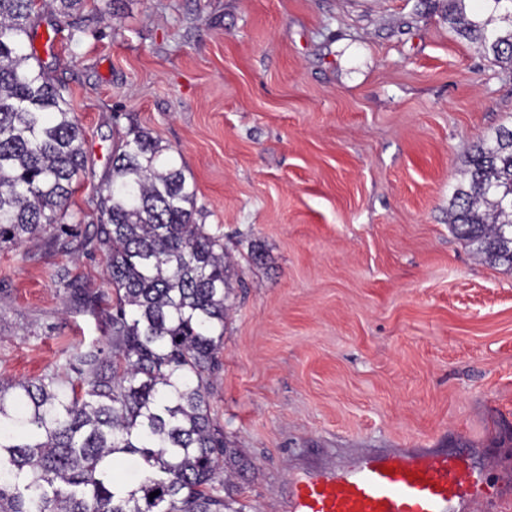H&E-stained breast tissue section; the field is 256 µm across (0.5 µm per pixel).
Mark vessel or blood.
I'll return each mask as SVG.
<instances>
[{"label":"vessel or blood","instance_id":"obj_1","mask_svg":"<svg viewBox=\"0 0 512 512\" xmlns=\"http://www.w3.org/2000/svg\"><path fill=\"white\" fill-rule=\"evenodd\" d=\"M512 489L484 488L454 453L394 448L361 455L352 467L295 482L287 512H470L480 500L503 501Z\"/></svg>","mask_w":512,"mask_h":512}]
</instances>
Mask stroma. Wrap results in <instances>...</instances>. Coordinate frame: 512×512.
Masks as SVG:
<instances>
[{
	"label": "stroma",
	"mask_w": 512,
	"mask_h": 512,
	"mask_svg": "<svg viewBox=\"0 0 512 512\" xmlns=\"http://www.w3.org/2000/svg\"><path fill=\"white\" fill-rule=\"evenodd\" d=\"M102 6L53 13L52 48L34 42L69 90L88 177L61 224L0 247V381L108 350L98 187L140 126L232 256L208 400L246 466L230 493L245 512H285L308 463L373 448H454L500 485L512 270L451 231L448 203L470 146L512 125V70L419 0H122L103 21Z\"/></svg>",
	"instance_id": "obj_1"
}]
</instances>
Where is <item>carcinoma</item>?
Returning <instances> with one entry per match:
<instances>
[{"label":"carcinoma","instance_id":"carcinoma-1","mask_svg":"<svg viewBox=\"0 0 512 512\" xmlns=\"http://www.w3.org/2000/svg\"><path fill=\"white\" fill-rule=\"evenodd\" d=\"M465 2L448 0L449 27L512 69V0ZM40 23L36 0H0V243L56 223L85 173L81 127L34 46ZM461 175L448 224L512 269V128L479 140ZM99 193L112 361L78 346L74 379L0 384V512H243L224 497L238 464L205 398L231 290L223 237L196 222L185 166L140 127ZM119 454L140 457L139 484L115 477Z\"/></svg>","mask_w":512,"mask_h":512}]
</instances>
